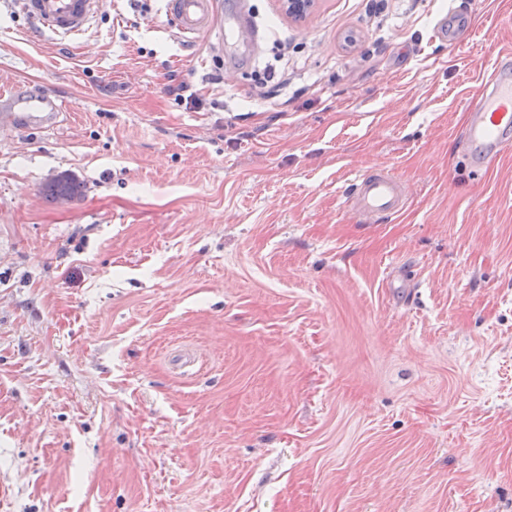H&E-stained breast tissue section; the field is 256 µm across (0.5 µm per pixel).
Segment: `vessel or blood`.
<instances>
[{"instance_id": "obj_1", "label": "vessel or blood", "mask_w": 512, "mask_h": 512, "mask_svg": "<svg viewBox=\"0 0 512 512\" xmlns=\"http://www.w3.org/2000/svg\"><path fill=\"white\" fill-rule=\"evenodd\" d=\"M41 35L67 37L82 33L100 10L102 0H21ZM165 12L184 41L215 26L214 0H165ZM68 108L64 97L39 87L11 85L0 91V126L31 132L53 124ZM512 143V53L493 63L480 93L471 101L467 158L475 174L485 172ZM359 222L375 224L399 214L407 189L385 169L357 175L346 192Z\"/></svg>"}]
</instances>
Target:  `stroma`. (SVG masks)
Segmentation results:
<instances>
[{
    "instance_id": "obj_1",
    "label": "stroma",
    "mask_w": 512,
    "mask_h": 512,
    "mask_svg": "<svg viewBox=\"0 0 512 512\" xmlns=\"http://www.w3.org/2000/svg\"><path fill=\"white\" fill-rule=\"evenodd\" d=\"M238 6L250 48L0 0V86L70 102L0 130V512H512V146L462 162L512 0ZM371 168L412 194L362 224ZM41 35L67 37L82 33L100 10L102 0H18Z\"/></svg>"
}]
</instances>
